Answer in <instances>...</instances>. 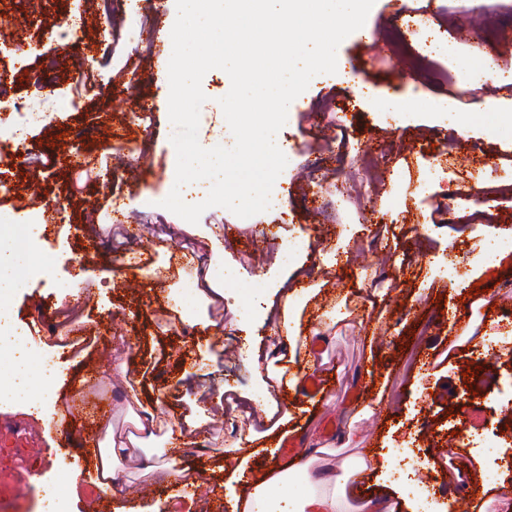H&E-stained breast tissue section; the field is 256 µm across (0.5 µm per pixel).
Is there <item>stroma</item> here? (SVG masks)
I'll return each mask as SVG.
<instances>
[{
  "mask_svg": "<svg viewBox=\"0 0 512 512\" xmlns=\"http://www.w3.org/2000/svg\"><path fill=\"white\" fill-rule=\"evenodd\" d=\"M416 23L409 48L434 55L432 75L406 70L381 38L402 15ZM494 35L471 43L464 25ZM175 5L141 13L98 11L95 0H0V77L14 99L37 111L27 126L20 166L0 168V236L28 232L52 256L49 273L0 291V315L20 347L49 352L62 386L53 414L29 403H0V493L19 484L77 471L70 512L100 499L103 512H232L226 459H239L230 438L244 440V414L211 406L179 468L194 485L156 480L136 462L117 468L123 499L99 486L98 450L137 434L149 415L185 423L203 398L233 386L245 406L266 407L246 347L271 346L278 334L267 290L248 284L289 273L316 295L302 313L303 334L320 331V371L335 390L297 397L289 440L301 458L326 449L342 462L361 449L389 453L391 474H368L345 488L349 512L365 499L402 489L410 512H477L512 484L490 470L512 462V446L472 448L457 430L466 415L488 436L512 424V358L492 360L471 339L502 331L495 309L512 299V0L474 7L470 0H375L362 42L345 39L337 71L313 78L289 111L277 139L288 163L271 205L242 219L212 207L191 224L161 205L174 186L176 152L168 96L156 74L168 49ZM479 47L481 58L470 56ZM53 70H45L47 60ZM493 68L503 76L493 82ZM373 89L384 106L358 101L353 86ZM153 110L143 131L133 120ZM372 165L364 183L362 161ZM63 200L62 219L29 223L48 202ZM258 237V249L246 241ZM136 263L113 269L122 253ZM466 283H449L451 257ZM482 293H475V285ZM223 286L229 302L202 303L201 290ZM378 296L365 308L364 292ZM215 322L218 335L198 326ZM118 322L128 349L108 353ZM105 398L109 422L71 432L57 424L71 406ZM355 433L359 445L344 446ZM416 436L431 467L433 502L401 481L400 447Z\"/></svg>",
  "mask_w": 512,
  "mask_h": 512,
  "instance_id": "stroma-1",
  "label": "stroma"
}]
</instances>
